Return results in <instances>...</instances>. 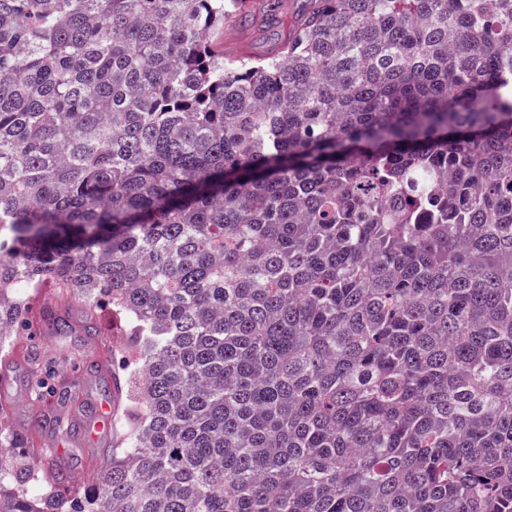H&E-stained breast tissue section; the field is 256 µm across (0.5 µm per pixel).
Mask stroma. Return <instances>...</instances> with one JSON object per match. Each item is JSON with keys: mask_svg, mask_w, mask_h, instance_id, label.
Masks as SVG:
<instances>
[{"mask_svg": "<svg viewBox=\"0 0 512 512\" xmlns=\"http://www.w3.org/2000/svg\"><path fill=\"white\" fill-rule=\"evenodd\" d=\"M300 7L301 0H253L251 16L224 24L221 47L225 57L265 56L286 36ZM128 343V336L117 330L89 337L79 327L64 336L44 328L11 337L5 352L0 353V406L13 429L24 435L27 447L50 448L76 489H85L108 459L109 438L101 432L89 437L87 428L109 402L112 366ZM33 352L55 361L61 369L58 383L77 399L65 409L69 436H53L51 427L42 421V409L32 399L29 378L35 366L28 356Z\"/></svg>", "mask_w": 512, "mask_h": 512, "instance_id": "1", "label": "stroma"}]
</instances>
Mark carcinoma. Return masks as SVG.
Wrapping results in <instances>:
<instances>
[{
    "mask_svg": "<svg viewBox=\"0 0 512 512\" xmlns=\"http://www.w3.org/2000/svg\"><path fill=\"white\" fill-rule=\"evenodd\" d=\"M0 0V349L72 288L112 372L0 512H512V0ZM106 314H101V311ZM252 1L251 16L242 20L232 18L224 22L221 48L227 58L241 55L265 56L287 35L292 21L301 8V1L304 0ZM270 13L276 14V24L270 20Z\"/></svg>",
    "mask_w": 512,
    "mask_h": 512,
    "instance_id": "cac0c4a2",
    "label": "carcinoma"
}]
</instances>
